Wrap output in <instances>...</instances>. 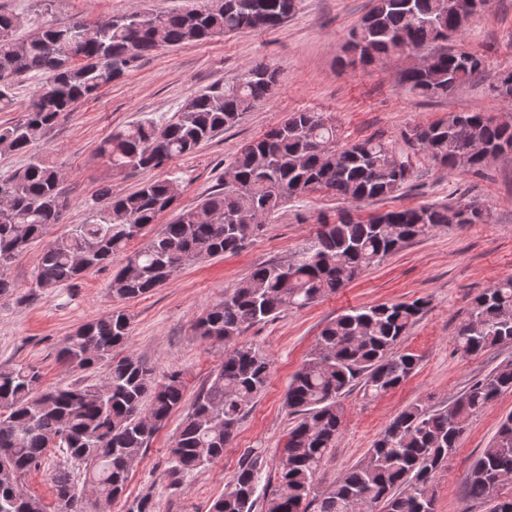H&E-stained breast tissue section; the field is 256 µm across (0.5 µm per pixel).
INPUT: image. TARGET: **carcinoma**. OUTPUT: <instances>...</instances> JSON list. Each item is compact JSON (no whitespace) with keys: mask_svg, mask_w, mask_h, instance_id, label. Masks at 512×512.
Returning a JSON list of instances; mask_svg holds the SVG:
<instances>
[{"mask_svg":"<svg viewBox=\"0 0 512 512\" xmlns=\"http://www.w3.org/2000/svg\"><path fill=\"white\" fill-rule=\"evenodd\" d=\"M373 2L345 45L360 62L405 57L409 63L398 75L399 84L426 98L446 96L480 72L482 59L448 51V39L460 34L488 0H471L469 8L460 0ZM294 9L295 0H194L181 11L135 9L104 21L76 18L66 25L49 24L22 41L15 38L19 18L0 12V111L13 105L16 83L33 72L44 76L22 118L0 124V152L29 155L21 170L0 179V296L15 288L3 271L60 223L66 209L62 172L40 146L77 100L111 84L160 47L273 29ZM277 84L276 70L251 65L233 82L188 98L163 125L145 120L112 133L98 154L114 170L162 169L235 127L274 95ZM489 91L512 100V72L500 75ZM509 151L512 124L497 123L482 112H456L408 127L393 143L367 138L342 146L336 145L335 127L322 113L293 112L238 150L224 167L223 188L196 207L174 213L130 254L129 242L172 210L175 185L152 178L121 196L102 190L101 208L92 219L45 244L37 283L46 289L70 286L120 256L109 289L117 299H136L191 262L238 253L292 197L327 192L351 204L385 199L412 181L423 163L478 174L489 159ZM489 219L487 208L468 203L457 223ZM448 224V206L439 204L390 210L366 220L348 213L332 223L325 220L288 262L259 266L224 290V299L196 322L194 331L203 340L232 341L254 324L336 293L408 242ZM425 308L426 302L416 299L351 309L322 328L316 347L288 385L286 405L297 421L264 512H308L316 473L341 425L342 398L357 385L379 396L410 376L418 358L398 345ZM130 325L128 313L114 310L85 324L57 350L58 362L72 369L108 362L100 381L41 391L38 367H0V512H46L39 497L22 495L18 487L41 466L49 448L66 454L97 495L93 507H87L76 492L74 472L58 470L55 497L73 500V512H99L125 492L130 470L184 396L179 372L160 381L139 359L112 358V351L128 342ZM511 342L508 276L474 297L454 347L471 355ZM270 367L268 355L252 343L224 356L176 432L166 469L171 486L182 485L186 475L223 456L250 403L265 390ZM511 391L512 363H507L471 382L445 407L408 406L362 461L314 499L316 512H376L378 507L381 512H435L436 474L471 420ZM508 476L512 414L475 462L467 498L490 504L489 512H512V496L499 495ZM257 481V462L243 463L209 512H255Z\"/></svg>","mask_w":512,"mask_h":512,"instance_id":"cac0c4a2","label":"carcinoma"}]
</instances>
